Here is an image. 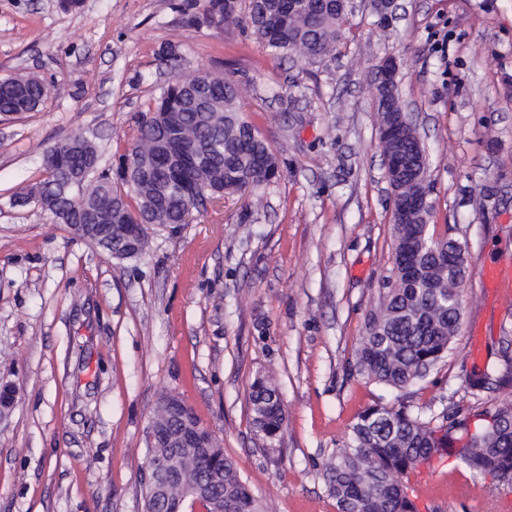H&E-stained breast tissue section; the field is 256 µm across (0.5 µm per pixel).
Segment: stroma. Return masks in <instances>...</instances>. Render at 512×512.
<instances>
[{"mask_svg": "<svg viewBox=\"0 0 512 512\" xmlns=\"http://www.w3.org/2000/svg\"><path fill=\"white\" fill-rule=\"evenodd\" d=\"M379 29L354 0L332 56L275 58L246 25L196 23L195 0H0V76L55 85L36 111L0 114V512H144L150 424L165 395L194 408L268 512H336L323 472L375 402L512 407V301L487 299L489 262L512 261V0H399ZM182 68L235 81L279 162L260 195L227 196L149 254L118 261L13 196L80 130L116 172L141 111ZM397 61L400 97L430 159L436 231L466 244L453 348L403 391L349 373L394 277L390 187L372 95ZM503 382L472 392L477 376ZM272 381L288 427L256 435L248 394ZM419 512H512V489L436 460Z\"/></svg>", "mask_w": 512, "mask_h": 512, "instance_id": "obj_1", "label": "stroma"}]
</instances>
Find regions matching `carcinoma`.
I'll return each mask as SVG.
<instances>
[{"label":"carcinoma","mask_w":512,"mask_h":512,"mask_svg":"<svg viewBox=\"0 0 512 512\" xmlns=\"http://www.w3.org/2000/svg\"><path fill=\"white\" fill-rule=\"evenodd\" d=\"M239 0H202L203 21L232 25ZM350 5L338 0H248L253 33L273 56L300 45L313 63L335 50ZM169 81L148 109L139 113L131 150L146 162L117 178L99 171L96 146L75 133L49 150L42 160L45 178L18 196L35 202L63 224H95L92 243L112 252L124 224H187L193 212L206 209L203 198L268 185L278 161L258 128L242 113L239 90L213 78L207 88L210 115L200 118L193 95L180 84L182 54L162 48ZM48 86L30 76L0 78V113L32 112ZM384 149L399 157L403 168L419 155L416 131L387 123L380 112ZM394 268L403 288H387L369 319L355 350L356 372L394 390L425 379L448 356L458 335L461 287L451 263L458 258L460 239L450 229L435 233L422 224L420 213L408 211L393 225ZM255 428L272 432L285 421L278 389L257 379L248 394ZM224 512H265L241 479L223 448ZM456 456L457 464L512 487V408L464 413L444 408L425 415L411 406L373 404L356 416L349 431L336 440L326 464L324 482L336 512H418L410 493L411 477L436 458Z\"/></svg>","instance_id":"obj_1"}]
</instances>
